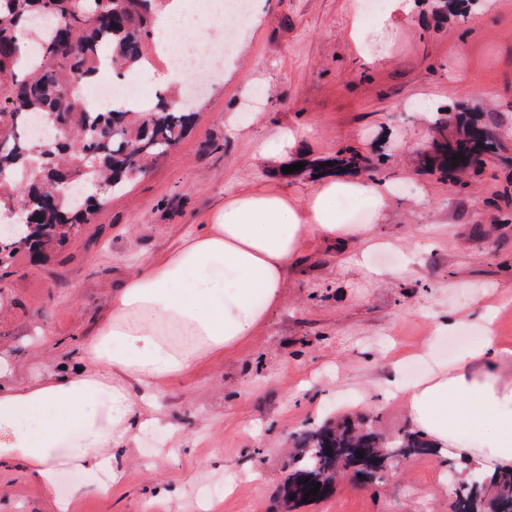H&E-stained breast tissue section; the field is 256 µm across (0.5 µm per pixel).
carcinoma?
Returning a JSON list of instances; mask_svg holds the SVG:
<instances>
[{
  "mask_svg": "<svg viewBox=\"0 0 512 512\" xmlns=\"http://www.w3.org/2000/svg\"><path fill=\"white\" fill-rule=\"evenodd\" d=\"M153 5L154 0H0V125L13 131L0 140V207H15L34 224L26 248L35 255L66 240L74 224L91 221L96 197L75 206L55 198L82 169L96 168L110 190H121L195 124V112L164 97L146 109L114 106L98 112L81 97V85L104 64L119 72L143 62ZM36 114L61 136L32 143L28 120ZM433 126L438 137L425 163L450 179L499 148L495 124L474 109L438 112ZM458 154L463 159L451 160ZM330 162L344 172L371 171L367 158L353 149ZM391 447L402 449L403 456L431 451L417 431L404 432ZM384 448L374 433L349 424L307 433L303 452L293 459L289 497L303 500L317 482L318 494L307 498L325 496L341 468L381 476L389 460ZM488 485L493 512H512V472Z\"/></svg>",
  "mask_w": 512,
  "mask_h": 512,
  "instance_id": "1",
  "label": "carcinoma"
}]
</instances>
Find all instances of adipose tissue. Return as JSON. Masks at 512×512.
Listing matches in <instances>:
<instances>
[{"instance_id": "obj_1", "label": "adipose tissue", "mask_w": 512, "mask_h": 512, "mask_svg": "<svg viewBox=\"0 0 512 512\" xmlns=\"http://www.w3.org/2000/svg\"><path fill=\"white\" fill-rule=\"evenodd\" d=\"M198 0H169L161 45L203 39L178 26ZM391 185L370 177L330 175L299 192L287 175L225 196L203 224L112 290L107 309L81 345L79 370L0 386V466L20 465L54 490L61 470L98 475L109 495L123 479L116 459L159 424L155 397L212 359L233 353L281 302L296 258L316 242L339 246L362 267L386 247L374 227L386 216ZM342 199L362 201L368 221L349 223ZM411 420L438 452L495 475L512 469V351L493 324L452 365L429 377L390 380Z\"/></svg>"}]
</instances>
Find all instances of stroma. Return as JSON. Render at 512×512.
Segmentation results:
<instances>
[{"label":"stroma","instance_id":"obj_1","mask_svg":"<svg viewBox=\"0 0 512 512\" xmlns=\"http://www.w3.org/2000/svg\"><path fill=\"white\" fill-rule=\"evenodd\" d=\"M354 0H248L232 56L224 34L199 18L209 85L194 127L120 194H105L91 223L40 261L0 264V384L74 369L80 343L113 288L214 201L277 178L286 161L264 157L276 126L309 128L307 159L359 149L392 200L377 233L390 249L367 258L381 282L315 245L288 276L268 321L231 355L213 359L157 398L164 426L148 428L122 460L109 496L97 477L62 472L55 492L15 467L0 468V512H456L464 467L428 453L390 460L384 481L346 474L322 498L289 500L290 458L305 432L350 420L394 438L413 424L386 379H424L483 336L493 311L512 349V0L466 4L450 22L420 23L436 0L393 20L388 57L365 64L349 38ZM482 107L501 148L462 187L423 166L433 106ZM457 318L454 333L439 331Z\"/></svg>","mask_w":512,"mask_h":512}]
</instances>
